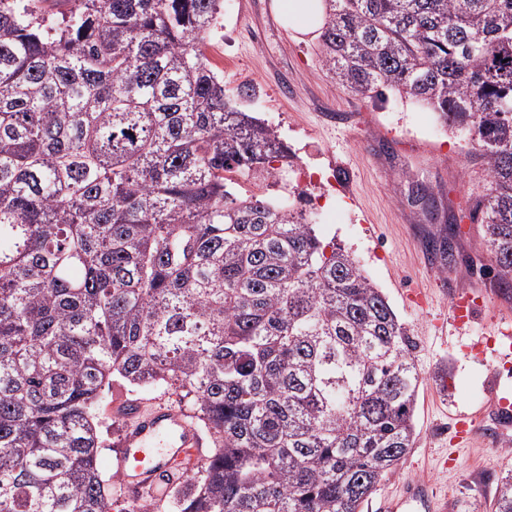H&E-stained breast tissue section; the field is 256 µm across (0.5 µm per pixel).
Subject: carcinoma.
Here are the masks:
<instances>
[{"mask_svg":"<svg viewBox=\"0 0 512 512\" xmlns=\"http://www.w3.org/2000/svg\"><path fill=\"white\" fill-rule=\"evenodd\" d=\"M220 0H0V512H112L105 389L208 454L124 512H361L413 447V338L360 262L239 180L290 159L201 52ZM354 95L426 102L488 178L512 297V0H324ZM494 512H512V473Z\"/></svg>","mask_w":512,"mask_h":512,"instance_id":"obj_1","label":"carcinoma"}]
</instances>
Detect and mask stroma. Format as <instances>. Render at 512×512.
<instances>
[{"instance_id":"1","label":"stroma","mask_w":512,"mask_h":512,"mask_svg":"<svg viewBox=\"0 0 512 512\" xmlns=\"http://www.w3.org/2000/svg\"><path fill=\"white\" fill-rule=\"evenodd\" d=\"M220 20L202 47L205 56L213 64L232 58L225 84L254 89L244 109L278 132L297 163L323 177L335 175L337 189L319 183L307 189L318 231L356 256L417 342L413 358L422 384L414 444L362 512H378L381 501L409 480L431 484L446 512H493L497 483L512 471V435L494 438L486 419L469 446L451 448L449 436L456 409L482 404L494 362L493 355L475 358L465 349L497 329H512V299L471 270L488 261L480 225L463 223L455 239L457 263L444 266L426 240L445 233V225L426 223L407 199L409 184L422 180L433 187L444 213H459L482 191V166L427 107L390 91L376 98L340 88L321 66L317 39L289 27L276 0H224ZM419 140L432 143L434 153L417 155ZM458 290L479 297L483 308L445 340L436 325L450 317ZM443 374L444 391L436 382Z\"/></svg>"}]
</instances>
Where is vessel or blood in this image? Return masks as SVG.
I'll return each mask as SVG.
<instances>
[{"label": "vessel or blood", "mask_w": 512, "mask_h": 512, "mask_svg": "<svg viewBox=\"0 0 512 512\" xmlns=\"http://www.w3.org/2000/svg\"><path fill=\"white\" fill-rule=\"evenodd\" d=\"M474 296L467 291L457 292V306L449 321L450 333H457L473 314L470 307ZM484 395L491 406L499 432L512 429V388L501 384L496 375H489L483 386ZM129 418L116 469L129 489L150 485L160 472L173 469L187 454L203 445L198 431L188 424L182 414L160 406L149 410L133 405L123 409ZM436 492L426 484H405L400 496L387 499L384 512H437Z\"/></svg>", "instance_id": "1"}]
</instances>
